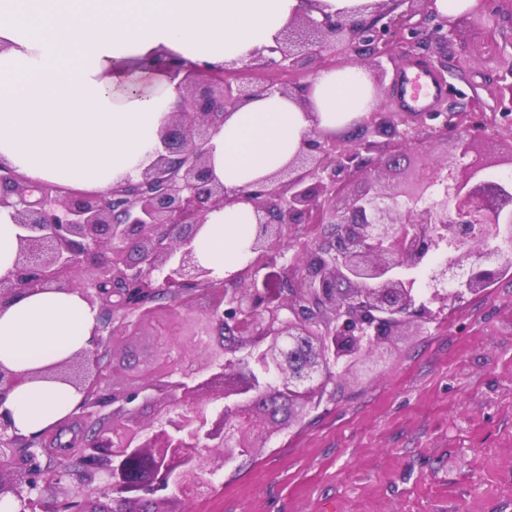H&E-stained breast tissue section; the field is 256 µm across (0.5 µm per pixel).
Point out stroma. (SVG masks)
Listing matches in <instances>:
<instances>
[{
    "instance_id": "35a3bbf8",
    "label": "stroma",
    "mask_w": 512,
    "mask_h": 512,
    "mask_svg": "<svg viewBox=\"0 0 512 512\" xmlns=\"http://www.w3.org/2000/svg\"><path fill=\"white\" fill-rule=\"evenodd\" d=\"M495 39L500 54L485 46ZM341 57L328 42L296 74L244 81L311 84ZM512 62V21L458 22L449 87L454 102L495 105L491 89ZM392 357L212 478L191 512H512V281L452 304L429 323L384 340Z\"/></svg>"
}]
</instances>
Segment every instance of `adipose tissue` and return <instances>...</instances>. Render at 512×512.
I'll use <instances>...</instances> for the list:
<instances>
[{
  "instance_id": "ef3b65f1",
  "label": "adipose tissue",
  "mask_w": 512,
  "mask_h": 512,
  "mask_svg": "<svg viewBox=\"0 0 512 512\" xmlns=\"http://www.w3.org/2000/svg\"><path fill=\"white\" fill-rule=\"evenodd\" d=\"M370 2L0 0V162L30 184L107 192L153 162L180 103L172 64L244 62L301 14L348 16ZM160 58L167 67L140 73ZM379 101L372 71L346 65L318 71L304 97H253L212 135L214 174L239 194L272 185L312 131L348 128ZM255 225L241 201L211 212L193 241L198 262L218 278L242 269ZM97 342L96 313L78 296L43 290L0 308V364L23 377L0 403L17 434L75 411L80 393L35 373Z\"/></svg>"
}]
</instances>
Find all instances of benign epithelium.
I'll list each match as a JSON object with an SVG mask.
<instances>
[{
	"label": "benign epithelium",
	"mask_w": 512,
	"mask_h": 512,
	"mask_svg": "<svg viewBox=\"0 0 512 512\" xmlns=\"http://www.w3.org/2000/svg\"><path fill=\"white\" fill-rule=\"evenodd\" d=\"M432 4L392 0L350 21L302 15L246 68L291 73L333 39L366 57L380 81L392 36L412 35L409 56L424 45L421 35L451 48L456 20ZM239 76L228 65L188 70L182 107L162 131L155 161L105 194L30 185L0 164V208L12 209L25 231L13 277L0 280V307L25 292L77 294L96 309L98 336L114 344L165 305L183 310L180 339L142 364L96 347L44 370L83 395L106 391L105 403L85 404L80 465L59 460L54 478L39 483L18 466L21 436L0 413V500L14 498L20 512H56L68 499L77 500V512H185L206 476L302 418L306 397L333 366L360 378L386 360L360 355L350 326H381L380 336H392L411 319L429 320L512 274V179L486 173L492 163L479 150L481 127L452 105L429 113L433 124L424 133L379 105L342 144L313 132L306 151L275 174V186L244 194L257 218L250 251L272 272L243 268L212 277L191 243L206 215L234 198L213 174L211 135L224 114L256 95L307 91L248 85ZM496 93L508 101L503 112H512V62ZM440 137L453 139L444 158L401 166L400 148L420 151L426 139ZM383 163L400 170L396 182L374 176ZM359 173L368 180L349 189ZM296 224L314 225L313 236L288 235ZM438 242L457 247L430 266L423 307L414 279ZM105 281L119 294L112 307L98 288ZM261 362L273 366L281 391L302 393L276 415L264 404L273 388L254 370ZM20 380L0 364V402Z\"/></svg>",
	"instance_id": "1"
}]
</instances>
